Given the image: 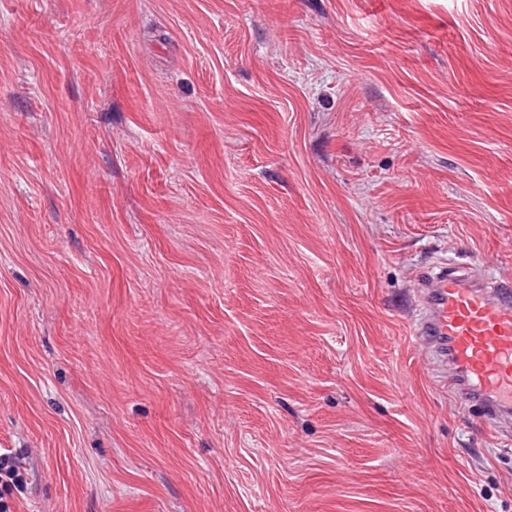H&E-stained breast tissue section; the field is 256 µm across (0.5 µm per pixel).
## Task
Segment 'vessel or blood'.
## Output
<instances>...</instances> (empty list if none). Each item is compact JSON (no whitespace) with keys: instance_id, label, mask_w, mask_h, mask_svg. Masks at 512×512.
<instances>
[{"instance_id":"b4317fda","label":"vessel or blood","mask_w":512,"mask_h":512,"mask_svg":"<svg viewBox=\"0 0 512 512\" xmlns=\"http://www.w3.org/2000/svg\"><path fill=\"white\" fill-rule=\"evenodd\" d=\"M412 333L455 400L480 408L487 429L512 440V286L493 275L440 268L419 283Z\"/></svg>"}]
</instances>
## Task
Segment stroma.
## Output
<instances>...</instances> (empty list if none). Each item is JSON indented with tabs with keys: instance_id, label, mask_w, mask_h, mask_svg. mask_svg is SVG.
Listing matches in <instances>:
<instances>
[{
	"instance_id": "35a3bbf8",
	"label": "stroma",
	"mask_w": 512,
	"mask_h": 512,
	"mask_svg": "<svg viewBox=\"0 0 512 512\" xmlns=\"http://www.w3.org/2000/svg\"><path fill=\"white\" fill-rule=\"evenodd\" d=\"M512 280V0H0L11 512H512L418 283ZM24 483L22 463L18 457L6 454L0 455V484L1 487L19 489Z\"/></svg>"
}]
</instances>
